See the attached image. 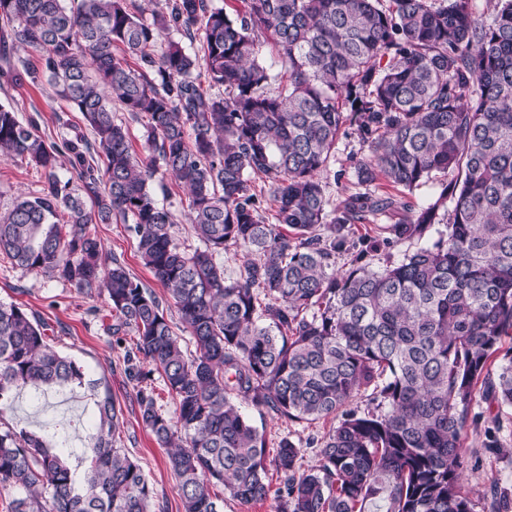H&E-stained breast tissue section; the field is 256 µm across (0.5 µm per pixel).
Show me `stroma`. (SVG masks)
<instances>
[{
    "instance_id": "obj_1",
    "label": "stroma",
    "mask_w": 512,
    "mask_h": 512,
    "mask_svg": "<svg viewBox=\"0 0 512 512\" xmlns=\"http://www.w3.org/2000/svg\"><path fill=\"white\" fill-rule=\"evenodd\" d=\"M18 111L21 121L36 119L37 132L49 141H60L85 132L80 113L56 97L47 82L17 84L0 78V104ZM361 145L353 130H346L336 142L330 157L328 193L331 199L343 198L354 187V165ZM44 184L41 168L21 159H0V212L8 210L18 195L39 191ZM159 203L170 209L176 219L172 229L180 248L194 251L201 241L189 230L186 220L185 195L169 176L156 174L150 183ZM89 230L101 242L107 256L119 259L130 272L149 286L159 298L167 292L144 267L137 252V241L127 224L115 221L93 224ZM25 305L27 311L46 322L52 346L80 364L88 379L107 387L121 410L120 448L135 459L153 484L156 502L162 512H182L178 495V479L169 468L165 448L161 447L141 421L137 404V387L130 381L123 364L124 351L112 344L105 330L110 324L105 296L80 293L57 273L20 268L0 255V303ZM242 411L264 432L268 448H276L287 438L301 450L300 464L310 469L317 461L315 441L336 427L337 418L330 417L314 424L277 419L259 413L252 405L242 404ZM475 417L465 430L463 487L476 505L487 498H497L500 512H512V408L501 413L489 410L483 396L471 405ZM18 428L39 429L49 423L58 427L62 436L61 451L77 471H84L81 448L89 427L96 422L93 395L77 388L49 392L40 407H33L26 393L16 395L10 410L4 414Z\"/></svg>"
}]
</instances>
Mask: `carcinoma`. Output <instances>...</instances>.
I'll list each match as a JSON object with an SVG mask.
<instances>
[{"mask_svg":"<svg viewBox=\"0 0 512 512\" xmlns=\"http://www.w3.org/2000/svg\"><path fill=\"white\" fill-rule=\"evenodd\" d=\"M149 2L146 15L127 0H0V74L46 75L93 136L48 142L0 105V158L45 176L37 195L0 212V253L102 289L116 345L135 331L125 373L183 512H222L216 483L242 503L273 496L280 512H474L462 436L478 384L512 407V352L490 372L512 338V0H489L488 16L471 0H241L233 15L216 0ZM267 42L282 61L274 75L260 62ZM14 48L42 52V70ZM114 102L147 118L149 161ZM348 125L361 143L359 189L331 208L328 163ZM61 153L80 186L58 175ZM159 168L186 190L205 249L174 242V215L150 190ZM382 179L400 192L432 183L433 198L415 209L379 191ZM114 218L129 223L193 354L163 300L89 233ZM363 223L416 249L367 261L350 237ZM231 245L252 255L236 277L216 261ZM47 330L0 303V490L19 492L12 512H152L153 484L117 447L109 389L86 383ZM156 372L170 417L144 386ZM86 384L97 424L79 476L44 432L2 418L20 389ZM365 393L366 409L348 408ZM234 395L278 419L339 422L308 471L301 449L280 441L274 489L264 435Z\"/></svg>","mask_w":512,"mask_h":512,"instance_id":"carcinoma-1","label":"carcinoma"}]
</instances>
